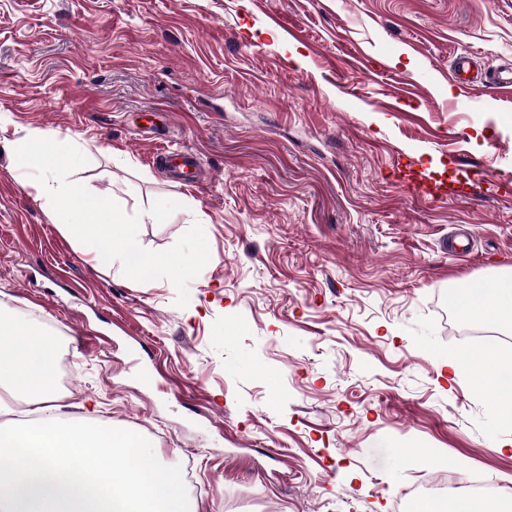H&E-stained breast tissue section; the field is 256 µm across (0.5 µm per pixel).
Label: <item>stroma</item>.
<instances>
[{"label": "stroma", "instance_id": "obj_1", "mask_svg": "<svg viewBox=\"0 0 512 512\" xmlns=\"http://www.w3.org/2000/svg\"><path fill=\"white\" fill-rule=\"evenodd\" d=\"M463 52L512 65V0H0V301L61 339L68 412L147 438L196 512L512 487L492 384L444 366L484 349L449 291L512 274V90L455 82ZM33 130L75 140L71 181L139 214L143 248L202 225L187 307L61 230L15 157ZM401 157L463 195L411 198ZM156 157L173 181L190 188L203 184V179H200V158L192 149L169 151L162 148L158 150Z\"/></svg>", "mask_w": 512, "mask_h": 512}]
</instances>
